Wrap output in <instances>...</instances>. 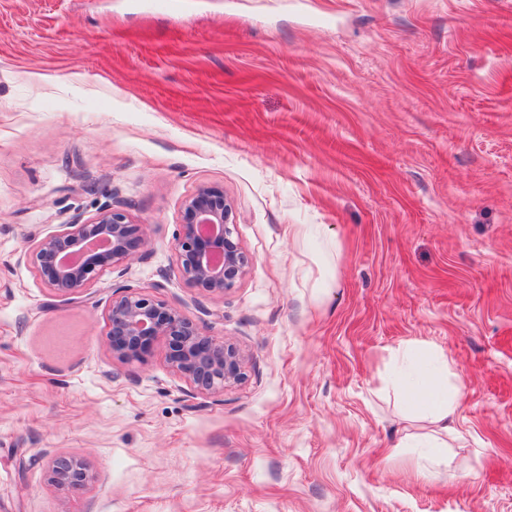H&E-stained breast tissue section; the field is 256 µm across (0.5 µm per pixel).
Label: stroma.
<instances>
[{
	"instance_id": "obj_1",
	"label": "stroma",
	"mask_w": 512,
	"mask_h": 512,
	"mask_svg": "<svg viewBox=\"0 0 512 512\" xmlns=\"http://www.w3.org/2000/svg\"><path fill=\"white\" fill-rule=\"evenodd\" d=\"M203 184L250 259L222 296L177 273ZM109 204L147 251L57 296L32 240ZM118 288L245 379L113 359ZM407 359L448 364L447 447ZM0 512H512V0H0ZM50 480L66 491H81L93 480L85 462L72 456H57L50 465Z\"/></svg>"
}]
</instances>
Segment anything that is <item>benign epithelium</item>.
<instances>
[{
    "instance_id": "1",
    "label": "benign epithelium",
    "mask_w": 512,
    "mask_h": 512,
    "mask_svg": "<svg viewBox=\"0 0 512 512\" xmlns=\"http://www.w3.org/2000/svg\"><path fill=\"white\" fill-rule=\"evenodd\" d=\"M234 205L224 190L203 184L182 205L175 241L177 270L190 287L222 295L244 277L249 257L233 235ZM149 245L142 225L123 209L106 207L84 220L74 217L33 241L30 259L42 281L61 297L87 290L105 272L123 266ZM106 326L112 358H143L155 342H166V361L194 391L212 394L244 379L247 358L234 343L218 341L181 310L131 288L112 295ZM50 480L66 491H81L93 480L85 462L57 456Z\"/></svg>"
}]
</instances>
